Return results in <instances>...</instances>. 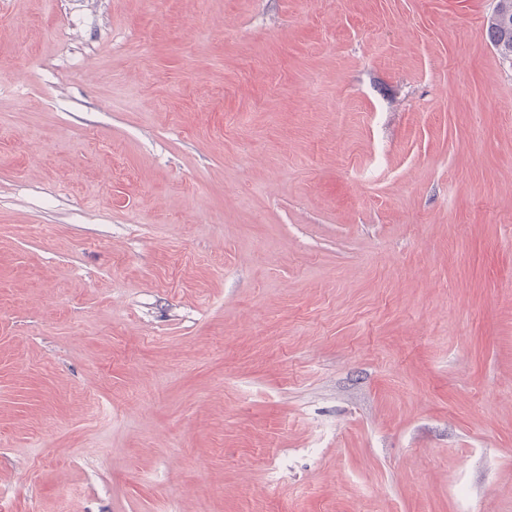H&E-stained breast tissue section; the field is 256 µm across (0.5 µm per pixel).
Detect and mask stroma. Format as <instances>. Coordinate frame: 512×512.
<instances>
[{"label":"stroma","mask_w":512,"mask_h":512,"mask_svg":"<svg viewBox=\"0 0 512 512\" xmlns=\"http://www.w3.org/2000/svg\"><path fill=\"white\" fill-rule=\"evenodd\" d=\"M496 3L0 0V512H512Z\"/></svg>","instance_id":"obj_1"}]
</instances>
